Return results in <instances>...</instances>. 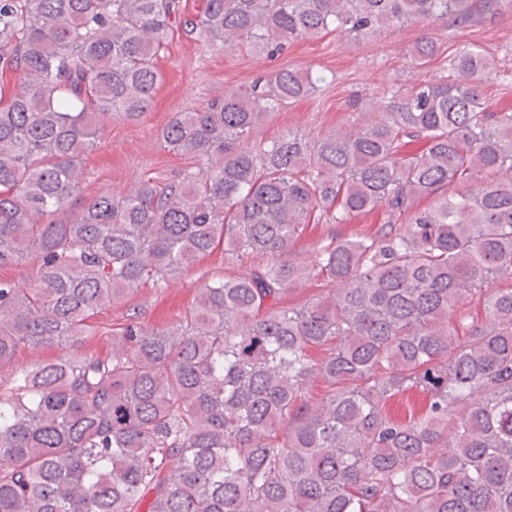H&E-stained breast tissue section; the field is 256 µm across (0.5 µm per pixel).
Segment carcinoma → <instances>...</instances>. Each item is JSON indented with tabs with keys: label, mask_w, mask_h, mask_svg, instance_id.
<instances>
[{
	"label": "carcinoma",
	"mask_w": 512,
	"mask_h": 512,
	"mask_svg": "<svg viewBox=\"0 0 512 512\" xmlns=\"http://www.w3.org/2000/svg\"><path fill=\"white\" fill-rule=\"evenodd\" d=\"M496 0H205L184 31L274 56ZM180 0H0V365L76 345L87 320L220 249L166 328L0 380V512H512V108L495 59L420 38L378 110L309 140L252 133L327 76L283 68L177 112L163 148L205 160L70 217L102 120L138 119ZM323 232L299 252L300 239ZM306 280L322 291L284 304Z\"/></svg>",
	"instance_id": "obj_1"
}]
</instances>
